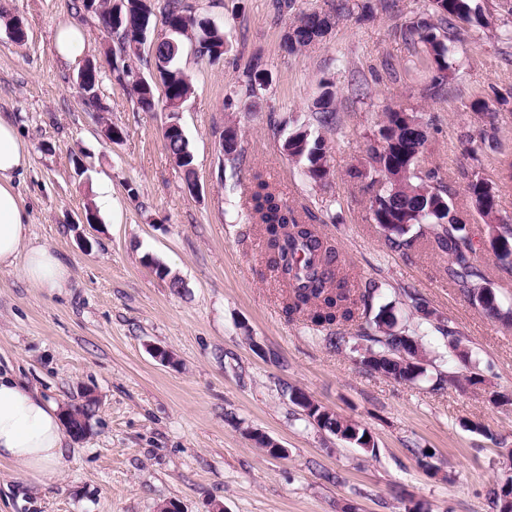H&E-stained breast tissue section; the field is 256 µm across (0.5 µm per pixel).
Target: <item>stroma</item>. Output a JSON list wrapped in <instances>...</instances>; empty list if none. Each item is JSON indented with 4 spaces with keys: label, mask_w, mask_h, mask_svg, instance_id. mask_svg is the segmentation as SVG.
Here are the masks:
<instances>
[{
    "label": "stroma",
    "mask_w": 512,
    "mask_h": 512,
    "mask_svg": "<svg viewBox=\"0 0 512 512\" xmlns=\"http://www.w3.org/2000/svg\"><path fill=\"white\" fill-rule=\"evenodd\" d=\"M26 31L13 40L0 20V115L15 124L31 156L16 177L31 210L28 242L55 251L69 269L66 288L25 281L0 269V372L16 374L68 405L95 393L92 431L70 440V470L48 486H30L0 463V512H492L487 491L512 464V328L487 318L448 284L444 257L423 245L403 257L385 243L369 195L349 178L366 169L373 132L388 106L417 113L428 142L422 166L442 168L458 203L465 174L494 178L491 150L466 155L461 134L479 136L470 101L489 86L512 90V40L457 25L458 67L444 90L405 42L403 27L427 0H348L331 33L296 54L284 38L301 14L332 0H187L196 16L223 21L231 49L199 57L185 44L180 66L193 93L180 122L194 154L198 194L170 158L162 108L143 111L136 77L152 78L148 58L125 79L102 71L103 115L84 104L82 67L103 58L108 41L78 0H6ZM81 29L77 60L54 49L58 29ZM261 58L267 73L256 96L241 93L245 71ZM336 94V122L321 126L313 100L321 81ZM121 129L109 142L102 123ZM242 134L243 158L223 171L216 140L228 125ZM305 129L328 144L331 177L314 183L283 149ZM289 204L306 206L336 245L350 279L382 286L425 335L427 380L397 383L361 363L357 326H338L346 349L329 346L324 329L288 321L282 292L265 264L259 225L250 218L254 174ZM112 187V204L96 206V188ZM96 224H85L88 206ZM167 269L159 276L156 266ZM179 288H172L171 280ZM415 289L436 318L452 320L469 341L486 383L435 388L456 371L439 334L405 297ZM170 350L174 363L152 350ZM304 390L371 434L368 453L317 429L286 387ZM478 429L468 428V421ZM261 433L286 448L274 457L251 440Z\"/></svg>",
    "instance_id": "1"
}]
</instances>
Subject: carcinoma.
<instances>
[{
  "mask_svg": "<svg viewBox=\"0 0 512 512\" xmlns=\"http://www.w3.org/2000/svg\"><path fill=\"white\" fill-rule=\"evenodd\" d=\"M348 10L343 0L331 7L325 17L317 12L305 13L289 29L284 46L290 53H297L313 42L323 25L332 26ZM161 13L164 22L174 32L158 40L151 52L154 68L162 75L163 94L168 102L182 97L188 75L179 67L183 42L194 35L204 39L203 55L221 58L228 50L224 28L201 31L190 14L186 0H165ZM154 12L147 9L144 0H121V6L112 26L119 43L106 54L105 64L120 73L119 58L138 57L129 43L134 31L149 26ZM445 21L459 20L482 28L491 27L487 17L470 5V0H428V13L410 22L403 29L406 40L421 47L430 61L434 75V88L442 89L455 73L453 65L454 36L442 31L433 18ZM264 68L256 59L246 74L245 91L253 96L263 86ZM137 104L144 111L155 107V87L133 86ZM335 97L325 89L316 99V118L322 125L335 117ZM512 106V95L491 85L474 98L470 109L474 119L495 131V121L501 111ZM224 138V166L238 168L242 156L241 144L236 142L238 129L229 125ZM170 157L178 160L177 167L184 173L186 185L194 180V155L187 138L163 134ZM424 127L414 112L388 106L373 133L369 145V169L350 173L353 179H366L365 191L369 193V209L375 223L383 229L388 247L404 254L415 252L420 246L421 235L412 233L414 226H430L429 244L432 249L448 256L445 273L448 283L469 298L490 318L512 321V314L502 312L499 299L489 287V279L477 261V249L469 236L467 224L453 202L451 187L440 169L422 170L420 157L426 148ZM283 148L292 159L305 164L309 177L318 184H325L331 176L327 163V144L323 137L311 136L306 130L289 135ZM498 150L497 178L512 183V151ZM255 189L251 194L253 217L263 226L266 234L267 264L282 288L283 309L288 318H304L315 327L327 329L365 320L372 328L361 332L359 338L368 342L361 363L374 372L398 383L415 384L427 375L426 349L423 336L416 329L397 330L398 318L393 306H375L380 295L374 281L354 284L338 265L336 247L313 224L315 216L306 207L288 204L280 194L262 179L254 176ZM464 192L471 207L486 225L487 243L496 259L498 272L512 276V220L504 218L498 209L495 182L474 172L468 177ZM434 330L447 339L448 353L460 363L471 368L470 374L458 378L437 377V385L450 381L465 389L478 387L485 379L476 371L472 353L466 339L453 327L434 326ZM75 419L73 425L89 423L96 414V404L82 402L71 405ZM320 427L353 440L359 448L371 441L363 440L368 431L357 422L337 414L328 415Z\"/></svg>",
  "mask_w": 512,
  "mask_h": 512,
  "instance_id": "carcinoma-1",
  "label": "carcinoma"
}]
</instances>
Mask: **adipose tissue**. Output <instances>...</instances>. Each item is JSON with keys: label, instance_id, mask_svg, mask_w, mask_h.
Listing matches in <instances>:
<instances>
[{"label": "adipose tissue", "instance_id": "adipose-tissue-1", "mask_svg": "<svg viewBox=\"0 0 512 512\" xmlns=\"http://www.w3.org/2000/svg\"><path fill=\"white\" fill-rule=\"evenodd\" d=\"M30 164V153L10 120L0 116V268L19 267L33 285L64 288L69 271L45 247H27L30 215L14 177ZM58 403L17 377L0 373V461L32 484H43L71 468Z\"/></svg>", "mask_w": 512, "mask_h": 512}]
</instances>
